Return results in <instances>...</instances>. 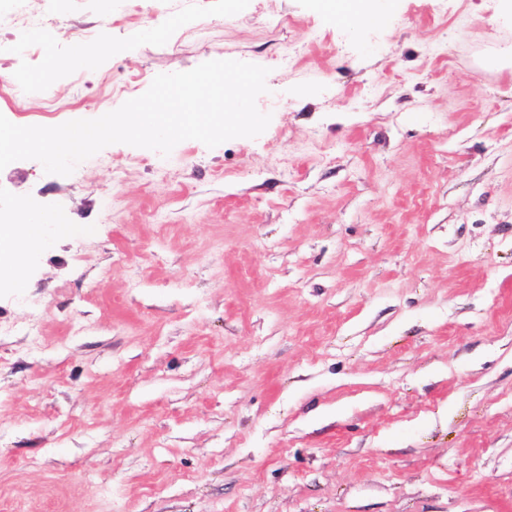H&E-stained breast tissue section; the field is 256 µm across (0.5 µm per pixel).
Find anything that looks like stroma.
Instances as JSON below:
<instances>
[{
  "label": "stroma",
  "mask_w": 512,
  "mask_h": 512,
  "mask_svg": "<svg viewBox=\"0 0 512 512\" xmlns=\"http://www.w3.org/2000/svg\"><path fill=\"white\" fill-rule=\"evenodd\" d=\"M25 7L13 124L211 60L269 68L271 121L0 170L78 227L0 288V512H512V0Z\"/></svg>",
  "instance_id": "35a3bbf8"
}]
</instances>
